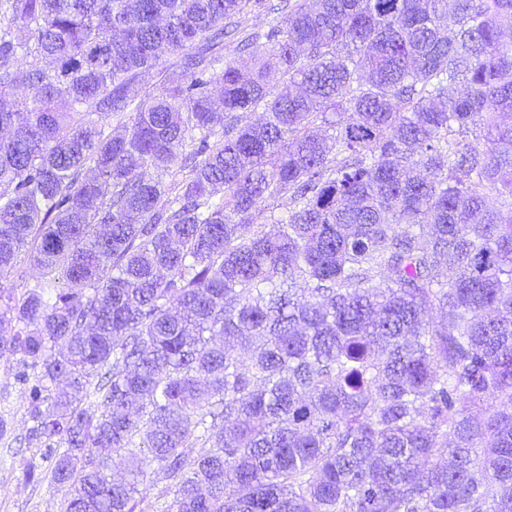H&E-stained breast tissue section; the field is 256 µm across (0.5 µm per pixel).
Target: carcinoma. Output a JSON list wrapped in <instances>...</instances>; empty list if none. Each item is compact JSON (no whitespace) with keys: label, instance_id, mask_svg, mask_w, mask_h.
Instances as JSON below:
<instances>
[{"label":"carcinoma","instance_id":"obj_1","mask_svg":"<svg viewBox=\"0 0 512 512\" xmlns=\"http://www.w3.org/2000/svg\"><path fill=\"white\" fill-rule=\"evenodd\" d=\"M256 8L0 0V279L63 284L0 359L61 512H512V0ZM4 288H9L3 294L2 304L7 301L8 295L19 297L37 285H50L49 277H45L42 271L28 258L25 251L20 255L16 267L7 278L2 280Z\"/></svg>","mask_w":512,"mask_h":512}]
</instances>
